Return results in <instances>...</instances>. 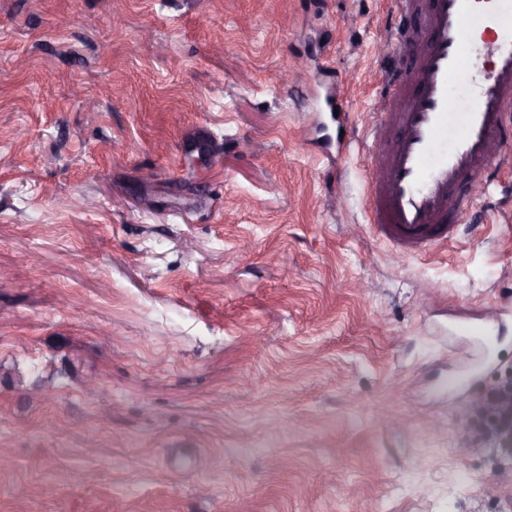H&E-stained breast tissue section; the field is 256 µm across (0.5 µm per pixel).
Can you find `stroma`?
I'll list each match as a JSON object with an SVG mask.
<instances>
[{"mask_svg":"<svg viewBox=\"0 0 512 512\" xmlns=\"http://www.w3.org/2000/svg\"><path fill=\"white\" fill-rule=\"evenodd\" d=\"M395 17L0 0V512L512 499V460L467 429L512 377V196L480 192L428 256L367 228L358 142ZM496 306L509 334L484 361L452 325Z\"/></svg>","mask_w":512,"mask_h":512,"instance_id":"obj_1","label":"stroma"}]
</instances>
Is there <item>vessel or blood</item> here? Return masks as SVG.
Masks as SVG:
<instances>
[{"label": "vessel or blood", "instance_id": "b4317fda", "mask_svg": "<svg viewBox=\"0 0 512 512\" xmlns=\"http://www.w3.org/2000/svg\"><path fill=\"white\" fill-rule=\"evenodd\" d=\"M396 0L387 31L388 70L374 81L377 110L366 132L368 227L397 253L435 252L457 240L477 197L512 168V0ZM420 17L425 43L413 66L399 57ZM495 35L481 69L477 31ZM469 88L463 108L453 92ZM486 349L500 339L495 322L456 325Z\"/></svg>", "mask_w": 512, "mask_h": 512}]
</instances>
